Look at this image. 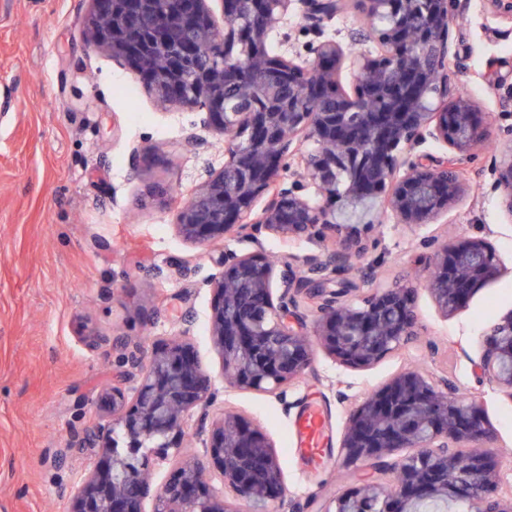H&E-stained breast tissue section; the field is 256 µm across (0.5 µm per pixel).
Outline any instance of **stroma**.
<instances>
[{
	"label": "stroma",
	"mask_w": 512,
	"mask_h": 512,
	"mask_svg": "<svg viewBox=\"0 0 512 512\" xmlns=\"http://www.w3.org/2000/svg\"><path fill=\"white\" fill-rule=\"evenodd\" d=\"M92 9L91 0H0V512H69L94 462L75 445L108 416L111 339L148 353L184 331L211 377L210 418L233 411L273 443L283 470L280 512H327L354 486L363 468L339 454L352 407L409 368L449 377L482 401L489 445L500 451L498 490L512 494V396L474 374L485 329L512 314V216L493 189V164L512 148V116L487 80L512 82L507 23L488 16L485 0H460L450 27L460 88L490 117L487 141L462 165L466 195L431 224L362 227L367 251L328 283L357 282L355 302L412 283L418 336L365 371L313 345L310 371L278 396L225 385L209 339L210 281L229 253L277 260L331 250L337 240H288L261 228L254 239L229 236L205 249L184 241L177 209L207 171L223 167L224 138L201 129L199 113L159 106L111 52L89 49ZM366 26L350 11L317 32L291 14L270 38L304 59L324 37L358 53L365 46L350 35ZM444 238L485 239L502 261L501 273L448 317L425 282ZM183 266L191 270L185 278ZM368 268L374 275L366 279ZM311 405L322 410L327 435L318 467L296 442Z\"/></svg>",
	"instance_id": "1"
}]
</instances>
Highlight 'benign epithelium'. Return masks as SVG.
<instances>
[{
  "instance_id": "benign-epithelium-1",
  "label": "benign epithelium",
  "mask_w": 512,
  "mask_h": 512,
  "mask_svg": "<svg viewBox=\"0 0 512 512\" xmlns=\"http://www.w3.org/2000/svg\"><path fill=\"white\" fill-rule=\"evenodd\" d=\"M86 41L129 64L159 105L197 110L201 128L225 137L224 168L207 174L180 207L177 233L206 246L229 235L251 236L264 227L283 238H321L331 231L343 247L279 261L280 294L273 297L274 265L254 253L220 262L210 285L215 301L210 336L223 361L224 380L247 390L274 392L311 366L312 339L352 370H368L401 349L417 333L415 288H378L360 305L343 297L357 290L325 287L326 275L346 268L365 251L359 226L379 199L396 223L430 224L466 193L458 165L486 132L470 98L456 89L448 63L456 58L450 26L457 0H222L223 39L207 0H92ZM491 17L512 22V0H487ZM350 9L369 28L353 39L372 42L349 54L335 40L310 48L304 61L284 50L270 53L276 25L295 12L310 27ZM354 76L344 89L343 69ZM232 86L246 112L224 111ZM327 97L329 109L298 112L293 97ZM452 155L417 154L427 139ZM311 141L313 153L301 150ZM299 158L294 180L273 189L284 160ZM348 172L338 189L341 169ZM495 189L512 215V146L495 165ZM272 193L250 224L256 200ZM500 273L496 251L483 238L445 242L434 255L428 279L437 308L448 317L473 291ZM315 302L313 320L300 299ZM485 348L474 373L512 397V314L484 333ZM119 366L107 387L109 426L125 446L105 444L73 499L71 512H273L282 498L283 471L273 443L240 415L211 422L206 448L224 479L226 497L214 495L201 467L180 460L186 421H206L210 378L188 336L156 346L117 341ZM137 382L134 396L125 385ZM491 429L473 397L459 399L448 377L431 379L414 369L393 376L352 410L340 444L349 464L365 476L334 500L327 512H447L464 500L471 512H512V496L497 493L499 452L480 446ZM153 442L175 464L155 490L149 460L140 448ZM476 444L461 463L460 444Z\"/></svg>"
}]
</instances>
